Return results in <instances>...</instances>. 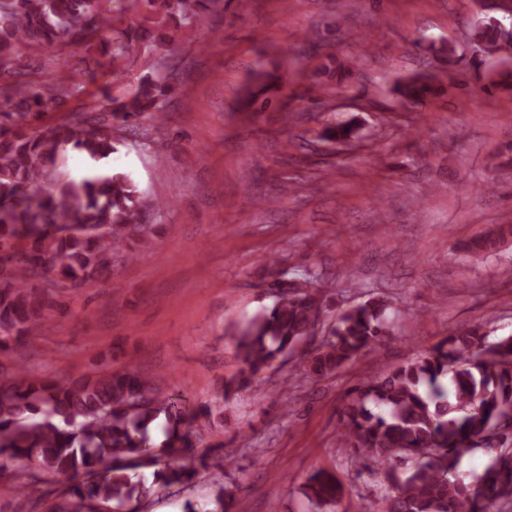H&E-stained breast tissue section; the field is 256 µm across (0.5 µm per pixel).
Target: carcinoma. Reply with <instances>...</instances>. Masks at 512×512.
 Instances as JSON below:
<instances>
[{
  "mask_svg": "<svg viewBox=\"0 0 512 512\" xmlns=\"http://www.w3.org/2000/svg\"><path fill=\"white\" fill-rule=\"evenodd\" d=\"M211 0H0V62L14 63L0 77V351L24 345L54 306L43 285L91 288L112 269L152 242L155 225L145 224L144 197L125 173L72 175L63 158L70 150L99 161L116 150L114 132L135 131L149 115L163 119L178 67L163 78L144 77L121 97L107 93L89 112H66L84 92L73 79L34 85L22 80L21 58L29 48L53 49L49 57L81 44L119 66L137 38L117 26L119 15L146 8L141 30L161 31L172 44ZM494 48L512 38L497 19L475 28ZM438 88L418 76L396 86L406 99L422 100ZM53 112L66 116L44 120ZM351 124L328 127L329 140L354 138ZM496 226L472 250H494L505 228ZM273 302L230 336L239 372L225 383L224 397L244 391L278 359L296 354L315 336L326 291L318 276L282 274ZM384 298L370 297L336 317L326 336L308 351L310 373L323 377L378 348L388 335ZM480 324L465 325L423 354L368 376L344 396L338 410V440L358 471L389 485L384 512H490L512 503V450H495L512 438V335L494 341ZM195 409L162 394L136 370L106 366L79 378L35 376L20 366L0 373V458L19 464L5 482L26 497L55 498L54 512H145L150 498L183 489L208 467L178 462L193 447L189 428ZM163 421L162 447L177 461L158 466L148 453L151 432ZM482 448L493 454L482 472L465 481L462 458ZM153 469L146 485L140 469ZM63 477L48 483L43 475ZM317 510L336 506L343 486L327 470L313 472L302 486ZM234 492L219 484L210 512H233Z\"/></svg>",
  "mask_w": 512,
  "mask_h": 512,
  "instance_id": "carcinoma-1",
  "label": "carcinoma"
}]
</instances>
